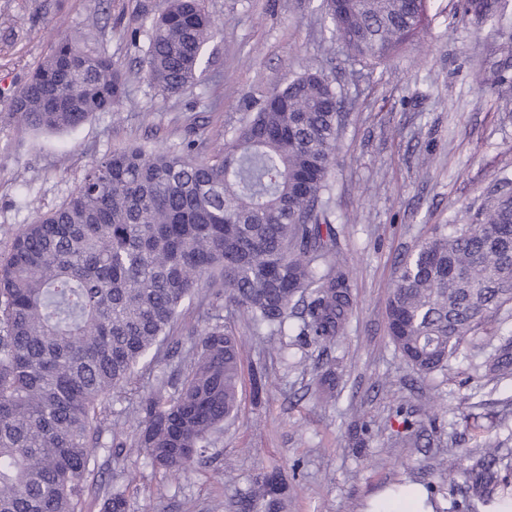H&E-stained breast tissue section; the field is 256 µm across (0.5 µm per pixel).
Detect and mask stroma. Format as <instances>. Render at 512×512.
Here are the masks:
<instances>
[{"label":"stroma","instance_id":"1","mask_svg":"<svg viewBox=\"0 0 512 512\" xmlns=\"http://www.w3.org/2000/svg\"><path fill=\"white\" fill-rule=\"evenodd\" d=\"M158 0H0V255L38 213L68 198L91 162L139 143L168 149L195 129L200 156L256 111L289 77L311 70L332 80L345 124L324 198L339 234L355 305L336 345L319 350L296 334H256L238 312L220 316L244 344L239 406L212 435L201 460L170 475L133 441L140 397L182 380L209 325L210 290L181 308L173 333L135 378L136 389L105 407V439L93 452L83 512H100L108 491L128 512H236L258 478L280 470L284 512H396L395 490L442 487L465 452L486 442L506 453L512 485V378L479 364L494 336L512 331V308L478 329L447 368L419 380L392 344L386 305L400 261L443 224H466L501 179L512 180V0L491 20L464 16L462 0H430L425 32L387 65L349 59L323 24L322 0H203L220 32L204 52L197 84L171 97L144 77L148 25ZM79 36L90 54L111 57L127 89L122 106L68 131L19 126L14 90L52 42ZM332 360V398L319 363ZM268 383L254 399L251 372ZM439 426L406 435L397 407Z\"/></svg>","mask_w":512,"mask_h":512}]
</instances>
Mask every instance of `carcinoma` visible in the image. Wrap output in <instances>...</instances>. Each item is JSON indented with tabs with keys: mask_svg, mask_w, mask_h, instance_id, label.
<instances>
[{
	"mask_svg": "<svg viewBox=\"0 0 512 512\" xmlns=\"http://www.w3.org/2000/svg\"><path fill=\"white\" fill-rule=\"evenodd\" d=\"M336 40L376 68L423 31L406 0H323ZM502 0H468L478 21ZM218 33L199 0H160L149 21L147 80L183 94ZM125 98L112 60L64 37L12 99L21 125L80 127ZM342 99L320 72L272 92L218 151L200 159L190 136L173 149L132 144L92 163L59 206L24 226L0 262V512H82L105 398L125 393L200 288L268 336L336 344L353 311L349 272L324 191L342 130ZM512 304V190L492 191L470 224H446L403 260L386 316L392 342L421 377L448 365L485 320ZM242 346L220 322L199 336L172 395L139 401L136 447L178 473L202 456L238 399ZM484 373L512 377V332L496 337ZM464 484L481 504L505 494L501 449L466 456ZM282 473L257 478L238 512H282ZM101 512H127L120 492Z\"/></svg>",
	"mask_w": 512,
	"mask_h": 512,
	"instance_id": "carcinoma-1",
	"label": "carcinoma"
}]
</instances>
